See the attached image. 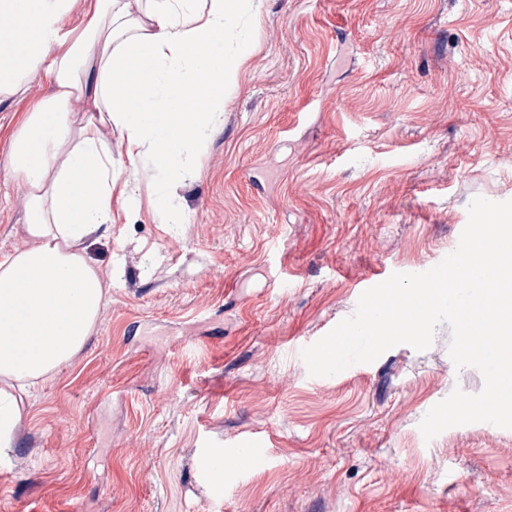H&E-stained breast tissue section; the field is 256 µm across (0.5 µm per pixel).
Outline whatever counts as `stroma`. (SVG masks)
Returning <instances> with one entry per match:
<instances>
[{
  "instance_id": "1",
  "label": "stroma",
  "mask_w": 512,
  "mask_h": 512,
  "mask_svg": "<svg viewBox=\"0 0 512 512\" xmlns=\"http://www.w3.org/2000/svg\"><path fill=\"white\" fill-rule=\"evenodd\" d=\"M224 125L176 203L116 212L86 347L33 392L0 512H512V429L419 424L482 374L440 325L362 369L301 350L393 273L458 246L474 197L512 200V0H262ZM0 104V169L30 102ZM24 191L0 180V258ZM271 436L216 485L198 454Z\"/></svg>"
}]
</instances>
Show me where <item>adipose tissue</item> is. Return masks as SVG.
<instances>
[{"label": "adipose tissue", "instance_id": "adipose-tissue-1", "mask_svg": "<svg viewBox=\"0 0 512 512\" xmlns=\"http://www.w3.org/2000/svg\"><path fill=\"white\" fill-rule=\"evenodd\" d=\"M261 0H0V102L32 75L50 87L12 137L8 180L25 190V248L0 259V454L14 446L23 397L83 349L108 285L86 241L131 213L124 165L148 160L153 206L181 223L180 183L224 125L245 66L225 38ZM82 101L83 111L72 108ZM119 127L116 159L103 132Z\"/></svg>", "mask_w": 512, "mask_h": 512}]
</instances>
